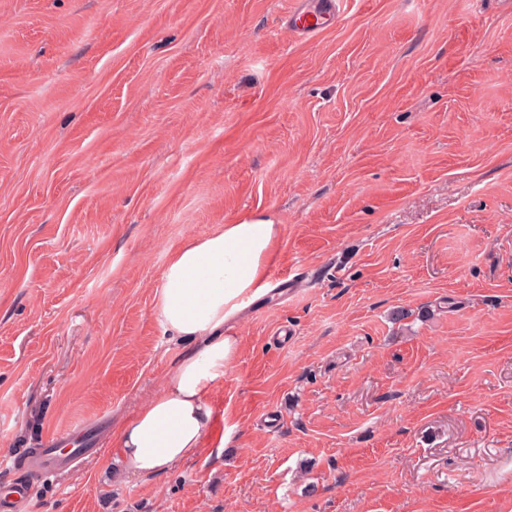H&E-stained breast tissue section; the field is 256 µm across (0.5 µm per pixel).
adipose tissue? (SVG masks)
<instances>
[{"instance_id": "obj_1", "label": "adipose tissue", "mask_w": 512, "mask_h": 512, "mask_svg": "<svg viewBox=\"0 0 512 512\" xmlns=\"http://www.w3.org/2000/svg\"><path fill=\"white\" fill-rule=\"evenodd\" d=\"M281 237V225L246 219L187 242L171 258L156 314L172 338L194 347L120 428L114 452L126 474L174 471L202 448L214 424L207 395L240 350L224 326L268 292L266 272Z\"/></svg>"}]
</instances>
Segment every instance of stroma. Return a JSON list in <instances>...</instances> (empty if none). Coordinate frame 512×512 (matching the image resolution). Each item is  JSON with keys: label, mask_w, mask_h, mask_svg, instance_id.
<instances>
[{"label": "stroma", "mask_w": 512, "mask_h": 512, "mask_svg": "<svg viewBox=\"0 0 512 512\" xmlns=\"http://www.w3.org/2000/svg\"><path fill=\"white\" fill-rule=\"evenodd\" d=\"M0 0V457L33 512H512V0ZM282 225L199 454L112 451L186 241ZM337 17L335 0H319L314 5L298 8L288 17V25L300 36L315 37L331 27ZM80 439L72 438L70 433H62L52 435L42 448L40 454L24 463H21L15 457H9L10 468L18 467L22 469L26 475L17 477L10 490L2 493L0 490V511L1 512H26L27 506V483L29 478H38L46 474L58 470L59 468L73 464L79 457V453L75 448L72 452L62 454L59 448H66L73 446L79 442ZM8 461H1L3 466L8 464Z\"/></svg>", "instance_id": "1"}]
</instances>
